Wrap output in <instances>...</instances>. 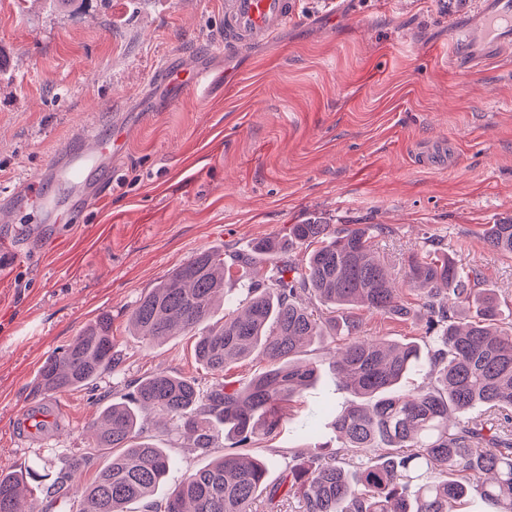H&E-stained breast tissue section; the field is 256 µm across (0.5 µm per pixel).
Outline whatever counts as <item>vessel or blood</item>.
Segmentation results:
<instances>
[{"mask_svg": "<svg viewBox=\"0 0 512 512\" xmlns=\"http://www.w3.org/2000/svg\"><path fill=\"white\" fill-rule=\"evenodd\" d=\"M298 0H224V34L214 49L219 53H238L254 44L271 39L296 14ZM477 20L486 37L475 55L477 61H494L499 47L512 39V0H481ZM160 79L179 85L183 92H196L213 83L212 74L193 62L180 67L163 64ZM126 127L118 123L100 131L95 122H85L74 142L57 152L38 177L20 179L8 203L18 209L30 201L32 188H39L37 203L40 218L52 224L64 221L65 207L59 206L54 193L62 186L69 195L91 197L112 178V159L125 146Z\"/></svg>", "mask_w": 512, "mask_h": 512, "instance_id": "obj_1", "label": "vessel or blood"}]
</instances>
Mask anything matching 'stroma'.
<instances>
[{
	"label": "stroma",
	"mask_w": 512,
	"mask_h": 512,
	"mask_svg": "<svg viewBox=\"0 0 512 512\" xmlns=\"http://www.w3.org/2000/svg\"><path fill=\"white\" fill-rule=\"evenodd\" d=\"M475 14L473 0H301L274 39L219 56L208 49L224 0H0V200L87 118L104 130L119 115L128 128L107 191L73 204L70 223H37L31 206L0 223L14 244L0 257V467L50 470L79 454L104 402L150 374L194 377L205 390L264 368L257 358L219 378L196 363L193 333L150 342L130 330L140 296L205 249L246 254L310 217L370 225L393 277L428 236L512 306V254L483 240L512 215V49L448 65ZM185 60L213 68L210 92L182 96L156 79L162 63ZM104 311L116 367L92 391L37 392L46 359ZM355 314L365 335L424 339L418 313ZM350 399L322 368L256 452L286 457L306 427L333 440L326 408ZM43 405L62 430L23 440L21 418ZM151 434L176 461L170 483L208 460L177 431Z\"/></svg>",
	"instance_id": "1"
}]
</instances>
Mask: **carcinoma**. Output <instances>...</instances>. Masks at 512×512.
<instances>
[{
  "label": "carcinoma",
  "instance_id": "obj_1",
  "mask_svg": "<svg viewBox=\"0 0 512 512\" xmlns=\"http://www.w3.org/2000/svg\"><path fill=\"white\" fill-rule=\"evenodd\" d=\"M369 238L368 227L333 230L309 221L291 225L285 242L256 244L272 257L314 246L302 264L288 260L266 272L251 257L206 249L172 270L136 302L134 334L158 341L211 322L226 284L236 280L234 309L198 333L195 359L214 374L253 356L266 368L238 388L221 382L205 392L195 379L166 372L141 379L101 409L85 451L47 473L0 469V512H39L41 500L64 512H131L138 503L146 512H257L259 503L265 512H286L291 498L303 512H460L470 495L512 512V433L492 422L495 415L512 421V321L496 290L445 254L408 257L404 277L435 346L424 380L406 389L404 380L422 366L418 343L368 339L359 318L334 316L359 307L394 318L412 311ZM485 242L512 254V216L488 225ZM315 342L356 401L332 412L336 452L295 448L282 484L270 487L278 460L238 448L274 435L283 406L319 378V361L305 355ZM112 349V315L103 312L43 363L37 389L92 385L116 367ZM478 406L485 412L467 416ZM150 415L167 419L201 451L229 439L234 450L184 474L157 501L175 461L145 435ZM98 457L105 464L96 480L81 483Z\"/></svg>",
  "mask_w": 512,
  "mask_h": 512
}]
</instances>
